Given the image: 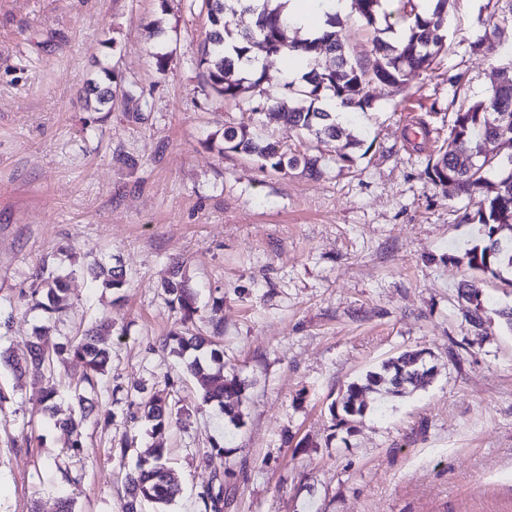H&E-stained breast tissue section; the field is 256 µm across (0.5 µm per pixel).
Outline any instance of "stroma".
I'll return each mask as SVG.
<instances>
[{"mask_svg":"<svg viewBox=\"0 0 512 512\" xmlns=\"http://www.w3.org/2000/svg\"><path fill=\"white\" fill-rule=\"evenodd\" d=\"M487 3L456 0L435 72L396 96L370 85L371 108L343 114L361 141L347 169L335 143L252 114L288 80L274 57L263 92L238 104L213 94L197 65L202 0H0V350L25 358L47 319L30 297L42 264L68 274L60 336L112 322L109 370L81 393L95 406L81 461L63 457L59 422L79 411L69 383L83 364L57 367L47 412L36 385L0 363V512H56L64 492L75 512H121L126 473L159 447L182 487L167 512H197L216 443L227 451L223 512H512V332L498 316L512 287L482 283L483 326L465 320L461 258L480 226L427 175L458 105L500 81L503 60L474 44L512 47V24L479 23ZM109 71L130 100L85 109ZM249 121L317 157L316 171L270 173L212 143ZM95 260L122 266L121 294L91 281ZM176 263L201 316L224 301V372L246 384L241 428L197 407L160 345L177 323L161 288ZM409 349L430 352L432 383L368 409L353 432L333 430L329 406L347 384ZM169 378L181 384L180 421L156 434L126 395Z\"/></svg>","mask_w":512,"mask_h":512,"instance_id":"35a3bbf8","label":"stroma"}]
</instances>
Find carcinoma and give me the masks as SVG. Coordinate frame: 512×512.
I'll return each instance as SVG.
<instances>
[{
    "label": "carcinoma",
    "instance_id": "carcinoma-1",
    "mask_svg": "<svg viewBox=\"0 0 512 512\" xmlns=\"http://www.w3.org/2000/svg\"><path fill=\"white\" fill-rule=\"evenodd\" d=\"M358 19L375 32V59L365 67L351 61L345 40L335 30L340 21H329L331 30L313 39L288 36V20L284 16L286 3L282 0H204L211 25L200 54L198 66L205 69L206 82L216 95L226 102H236L243 94L260 87L265 79L261 57L281 52H298L311 58V69L299 83L284 84L280 95H266L270 109L282 113L289 129L320 140L343 141L337 150V162L351 167L354 157L351 149L360 140L336 122L332 113L317 103L335 99L348 110H362L371 106L365 88L372 82L381 83L398 95L403 92L408 77L419 70L431 71L437 59L446 53L448 45L449 12L453 0H437L431 13H411L402 16L404 22L400 37L391 42L377 28L379 19H388L391 13L383 8L384 0H352ZM256 16L255 28L235 32L230 18L237 12ZM329 56L320 63L318 59ZM115 87L93 86L86 97V107H98L128 95H117ZM223 150L244 153L256 158L261 167L274 173L303 166L313 168L315 161L294 154L279 144L256 136L250 124L229 126L222 133ZM512 142V73L504 76L484 98L463 103L433 163L428 166V177L446 198L466 199L474 203L475 210L464 219L481 225V243L465 252L467 266L473 271L512 284V155L500 157L497 145ZM92 279L101 287L115 293L126 286L123 270L95 263L88 268ZM66 291L64 276L45 266L33 276L31 297L45 313L54 311L55 303ZM170 296V307L179 314V328L163 339V345H174L173 352L180 358L189 350L198 351L206 344L205 338L194 326L198 312L194 293L187 280L174 266L172 279L165 284ZM465 302L464 313L474 327L481 326V289L474 282L459 288ZM110 327L103 320L80 335L56 340L52 327H40L30 343V357L24 362L5 358V363L21 376L41 377L54 366V360L64 354L82 360L86 372L81 383L95 386L107 372L111 360L110 349L101 343V331ZM224 354L210 351V363L195 358L186 363V372L194 379L200 405L217 402L224 409V422L234 427L244 424L241 395L244 385L236 377L223 374ZM434 376V367L428 365L424 353L408 350L384 362L378 370L351 382L343 392L339 404H331L330 412L335 426L351 431V417L366 408L363 395L369 392L403 397L408 390L424 388ZM162 394L130 398V407L140 419L151 425L154 432L165 430L172 422L174 409L181 402L179 391L171 381ZM94 405L83 407L80 418H69L63 427L74 434L67 443L66 455H83L80 427L93 411ZM166 449L155 448L151 458L140 460L135 470L127 474L125 496L121 512H142L146 504L155 512H166L181 495V486L170 474L165 457ZM224 448L215 445L206 455L213 467L212 480L224 485ZM223 489L213 487L199 495V512H221Z\"/></svg>",
    "mask_w": 512,
    "mask_h": 512
}]
</instances>
